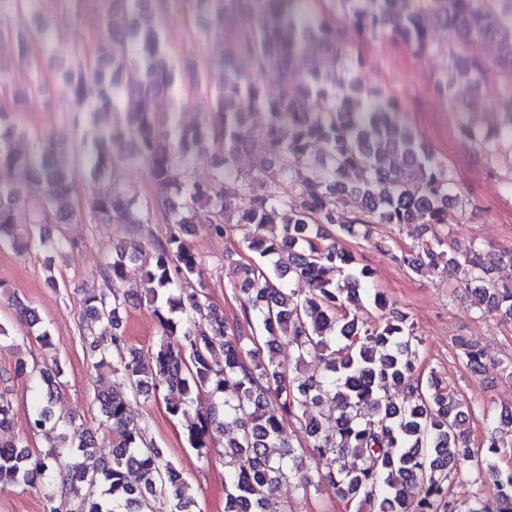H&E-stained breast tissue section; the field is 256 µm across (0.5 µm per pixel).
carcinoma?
I'll list each match as a JSON object with an SVG mask.
<instances>
[{
    "label": "carcinoma",
    "mask_w": 512,
    "mask_h": 512,
    "mask_svg": "<svg viewBox=\"0 0 512 512\" xmlns=\"http://www.w3.org/2000/svg\"><path fill=\"white\" fill-rule=\"evenodd\" d=\"M30 0H0V38H18L22 55L28 44L43 40L47 29L29 7ZM306 0H182L184 12L204 19L200 38L211 25L224 29L226 56L215 89L218 118L171 134L162 114L170 111L176 73L159 34L139 21L141 0H112V11L93 31L95 49L87 54L76 44L71 53L84 58L60 73L63 93L79 125L87 111L106 122L89 156L93 178L105 176L122 158L148 167L155 191L142 203L135 191L97 196L92 213L100 224L129 220L140 213L167 216L164 239L152 242L154 261L143 270L148 301L160 336L148 353L128 347L122 314L136 300L119 292L128 268L142 246L124 243L100 269L112 282V298L91 294L85 300L81 327L83 349L92 366L112 367L119 386L96 396L101 425L112 428V458L95 454L94 433L73 416L55 415L52 404L61 387L60 370L34 375L29 429L46 437L60 428L67 440L35 455L6 431L13 426V402L0 391V490L46 485V512H195V500L182 472L146 441V427L130 418V398L163 399L168 413L185 414L198 398L209 403L186 428L185 441L195 450L209 447V429L231 419L236 436L224 442V512H265L281 481L296 480L302 491L325 481L339 495L369 506V512H512V471L495 469L505 450L500 427L512 426V415L483 416L489 429L482 444H469L476 417L470 407L434 374L419 366L421 339L403 315L370 324L347 303L386 304L373 288L374 273L351 254L326 244L329 227L348 235L372 224H412L417 245L396 257L412 272L440 262L464 273L483 314L512 319V285L485 279L492 263L475 249L457 255L447 242L423 235L432 225L448 224L463 205L451 193L447 165L400 117L396 100L362 90L355 65L344 59L342 32L312 21L302 12ZM347 24L365 39L388 38L411 55L434 50L432 28L448 31V57L458 78L479 86L504 82L503 121L498 139H512V0H329ZM471 39H492L498 61L472 56ZM299 53L332 54L337 68H293ZM249 62L242 72L236 59ZM293 88L291 96L266 94L267 78ZM122 95L139 99L140 111L123 113ZM251 111H239L241 98ZM268 130L270 148L254 171L295 190L254 194L250 206L230 212L228 201L249 190L236 163L247 146L251 123ZM463 138L489 158L492 144L480 127L462 126ZM26 135L35 150L18 153L12 143ZM320 142L324 154L309 152ZM134 147L117 157L109 144ZM212 146L220 159L213 178L195 180L191 165L199 149ZM62 145L33 130H20L0 115V243L20 245L15 224L21 211L28 222L65 224L63 207L74 170L61 166ZM308 171L296 183L299 170ZM355 209L347 221L336 218L341 204ZM207 224L213 234L230 229L241 234L251 253L234 284L240 301L233 320L202 302L201 293L185 288L199 257L187 240V226ZM345 276L340 285L339 276ZM307 282L311 294L299 296L292 280ZM28 338L51 345L34 309L21 306ZM291 345L300 363L314 355L324 364L318 378L288 379L287 370L261 356L260 342L273 349L279 339ZM460 357L479 376L486 352L479 344L458 342ZM403 392L394 402L389 390ZM332 399L334 411L322 403ZM293 420L318 458L329 459L317 476L302 472V461L287 443L284 424ZM491 469L475 496L458 502L448 495V477L468 461Z\"/></svg>",
    "instance_id": "obj_1"
}]
</instances>
